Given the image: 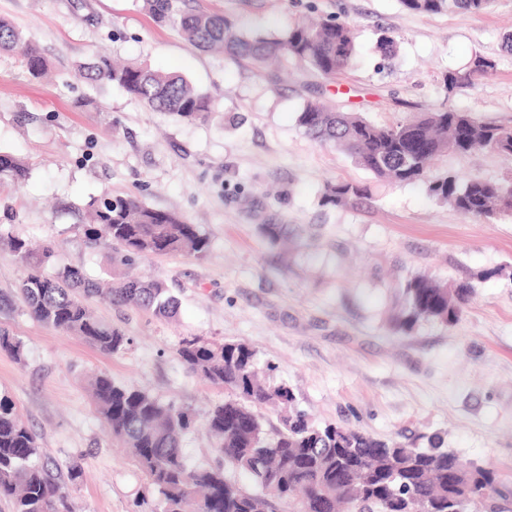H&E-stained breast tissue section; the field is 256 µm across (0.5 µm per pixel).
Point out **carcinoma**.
<instances>
[{
    "instance_id": "cac0c4a2",
    "label": "carcinoma",
    "mask_w": 512,
    "mask_h": 512,
    "mask_svg": "<svg viewBox=\"0 0 512 512\" xmlns=\"http://www.w3.org/2000/svg\"><path fill=\"white\" fill-rule=\"evenodd\" d=\"M186 0H145L154 22L172 25L194 46L226 52L262 66L290 57L324 78L348 68L357 54L355 28L333 20L303 21L280 37L250 35L221 14L181 8ZM413 12L437 14L451 8L481 13L493 0H401ZM13 51L25 61L32 77L45 73L46 63L32 40L0 20V51ZM493 61L477 57L465 71H451L447 89L487 75ZM91 83L115 84L150 109L184 119H204L214 111L211 98L183 76L162 72L145 62L117 64L100 56L80 71ZM297 125L320 143H331L378 182L420 186L455 210L477 219L512 213V185L478 177L461 184L453 175L431 176V163L442 153L475 154L494 151L512 156V126L482 122L467 112L446 109L427 112L405 122L377 124L358 113L338 112L322 100L305 102ZM26 176L13 156L0 153V182ZM372 197L368 183L338 181L324 186L321 205H351ZM89 234L112 240L114 260L130 266L140 259L180 253L204 256L208 237L179 215L153 209L131 197L105 194L90 204ZM9 247L26 267L19 293L27 311L54 329L73 332L101 353L117 355L131 339L123 330L101 320L85 303L99 298L170 318L176 300L157 280L126 275L105 288L81 269L62 266L43 272L54 256L47 245L9 238ZM472 288L466 282L446 283L423 276L406 280L403 303L392 319L393 329L410 333L421 321L457 322ZM0 350L22 357L20 340L0 329ZM176 354L187 370L224 388V401L214 404L202 426L216 439L224 466L194 467L182 451V437L197 424L195 417L150 392L96 375L90 383L98 417L113 439L129 449L132 459L158 492L162 512H338L348 504L353 512H410L415 502L432 512H450L452 501L468 497L481 512H501L493 471L471 465L443 447L437 435L428 446L382 440L356 428L319 427L293 407V394L260 371L256 351L241 341L212 343L200 336L179 342ZM284 410L281 428L270 437L263 429L262 410ZM37 435L19 418L14 405L0 398V500L12 512H70L58 478L37 461ZM247 475L250 491L227 478L228 471Z\"/></svg>"
}]
</instances>
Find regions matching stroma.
I'll return each instance as SVG.
<instances>
[{"label":"stroma","mask_w":512,"mask_h":512,"mask_svg":"<svg viewBox=\"0 0 512 512\" xmlns=\"http://www.w3.org/2000/svg\"><path fill=\"white\" fill-rule=\"evenodd\" d=\"M245 29L284 34L304 15L358 32L351 67L325 79L288 59L277 73L190 45L156 25L143 0H0L6 19L38 44L50 71L32 79L22 58L0 51V152L28 167L0 184V224L56 248V265L113 277V244L89 238L88 204L132 196L180 214L210 241L201 258L138 261L179 306L168 321L99 299L88 304L132 343L105 356L27 312L19 260L0 248V328L19 338L22 361L0 352V397L38 436L41 457L63 474L71 512H155L158 496L98 418L86 379L105 372L203 416L224 390L189 373L183 337L249 344L260 363L318 425L380 439L441 433L460 459L494 469L512 489V218H467L411 185L375 186L373 199L323 207L329 181H371L333 145L306 136L298 111L317 97L379 123L451 108L512 125V0L481 13L419 14L400 0H189ZM389 31L398 54L381 59ZM99 52L183 74L216 110L185 120L149 110L114 85H91L79 67ZM494 71L447 93L449 72L475 57ZM459 181L512 184V158L447 153L431 167ZM285 224L269 242L261 225ZM414 275L472 292L452 325L424 321L407 335L388 317ZM77 479H68L70 468Z\"/></svg>","instance_id":"1"}]
</instances>
